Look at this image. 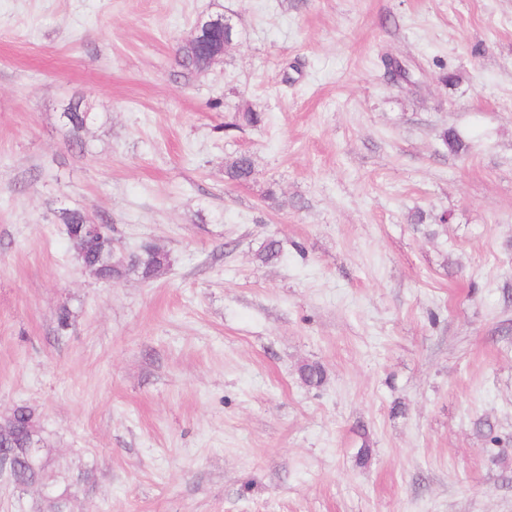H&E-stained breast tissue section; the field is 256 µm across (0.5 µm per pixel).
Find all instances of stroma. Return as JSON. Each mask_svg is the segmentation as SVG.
<instances>
[{
    "label": "stroma",
    "mask_w": 512,
    "mask_h": 512,
    "mask_svg": "<svg viewBox=\"0 0 512 512\" xmlns=\"http://www.w3.org/2000/svg\"><path fill=\"white\" fill-rule=\"evenodd\" d=\"M215 12L238 38L181 77ZM63 209L170 267L96 279ZM18 405L69 512H512V0H0V419ZM63 117L66 119L69 133L71 134V145L83 149V142L80 139V132L86 128L88 123L94 119V115L81 107V101H72L63 110ZM254 172L252 159L247 155L233 158L225 166V176L231 182H245L251 179Z\"/></svg>",
    "instance_id": "obj_1"
}]
</instances>
